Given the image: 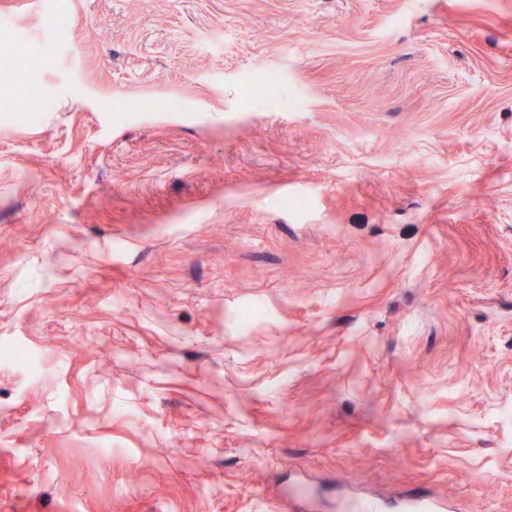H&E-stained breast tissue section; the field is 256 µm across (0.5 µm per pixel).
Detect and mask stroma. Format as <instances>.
I'll return each instance as SVG.
<instances>
[{"label": "stroma", "mask_w": 512, "mask_h": 512, "mask_svg": "<svg viewBox=\"0 0 512 512\" xmlns=\"http://www.w3.org/2000/svg\"><path fill=\"white\" fill-rule=\"evenodd\" d=\"M365 494L512 512V0H0V512Z\"/></svg>", "instance_id": "stroma-1"}]
</instances>
